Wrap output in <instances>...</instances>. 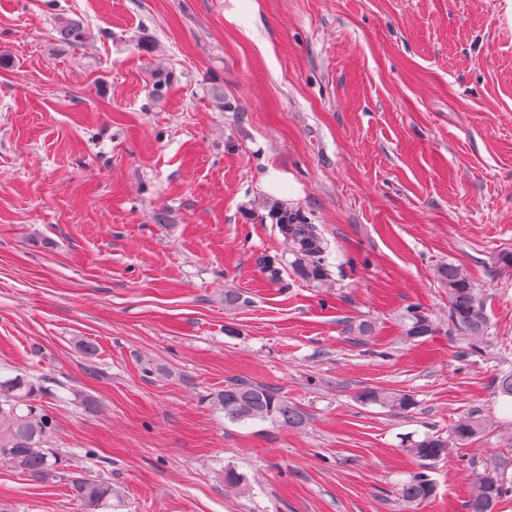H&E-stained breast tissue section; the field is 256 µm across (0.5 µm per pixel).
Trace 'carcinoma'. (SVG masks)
I'll use <instances>...</instances> for the list:
<instances>
[{
  "label": "carcinoma",
  "instance_id": "cac0c4a2",
  "mask_svg": "<svg viewBox=\"0 0 512 512\" xmlns=\"http://www.w3.org/2000/svg\"><path fill=\"white\" fill-rule=\"evenodd\" d=\"M57 30L62 41L69 44L81 42L84 29L73 18L61 17ZM278 229L294 256V266L307 280L327 284L330 273L327 265L329 245L316 225L298 211H285L278 219ZM438 280L448 288L449 320L451 329L463 336L467 348L480 353L486 340L488 316L485 300L464 270L453 264L442 265L437 270ZM408 324L403 337L416 342L435 331L433 321L419 308L406 310ZM48 391L37 387L25 373L13 376L0 375V461L29 474L49 481L57 476L55 455L46 448L48 439L56 429L55 420L39 404ZM363 405H378L394 415H405L415 407L412 395L367 387L355 396ZM214 406L224 412V419L237 424L268 422L271 426L295 428L300 426L305 414L288 402L277 389L261 383L231 380L214 396ZM492 426L479 409H474L456 420L448 437L427 436L408 444L409 452L424 461H437L446 457L453 448L463 446ZM512 467V458L496 455L488 459L483 470L476 473L467 512H497V505L512 486H507L506 474ZM71 497L81 512H106L112 508V483L89 473L67 476ZM434 493V483L429 475L418 472L399 488V496L408 510L415 508Z\"/></svg>",
  "mask_w": 512,
  "mask_h": 512
}]
</instances>
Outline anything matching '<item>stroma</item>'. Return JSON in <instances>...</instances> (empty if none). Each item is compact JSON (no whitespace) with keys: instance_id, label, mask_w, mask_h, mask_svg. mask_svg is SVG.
Masks as SVG:
<instances>
[{"instance_id":"35a3bbf8","label":"stroma","mask_w":512,"mask_h":512,"mask_svg":"<svg viewBox=\"0 0 512 512\" xmlns=\"http://www.w3.org/2000/svg\"><path fill=\"white\" fill-rule=\"evenodd\" d=\"M271 167L297 197L262 191ZM277 205L328 240L330 287L295 273ZM505 252L512 0H0V370L52 388L49 445L64 476L111 481L112 512H404L421 470L416 512H467L476 471L512 456ZM448 262L487 300L484 354L448 332ZM414 305L437 326L419 342ZM235 379L304 425L226 421L212 398ZM367 387L416 406L362 405ZM476 408L498 430L428 464L403 448ZM64 476L0 463V504L79 512ZM406 319L410 323L404 325L403 337L416 342L418 339L431 336L435 331L433 321L418 307L406 310ZM355 399L363 405H378L394 415L408 414L416 404L409 393L374 387L364 388L356 394ZM433 493L434 483L425 472L415 473L399 488V496L407 511H412L411 509L431 497Z\"/></svg>"}]
</instances>
